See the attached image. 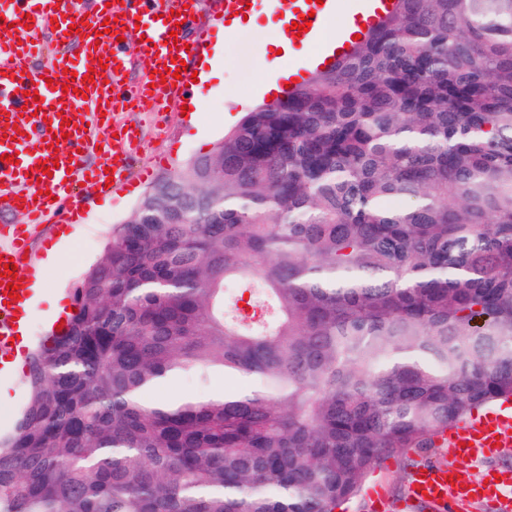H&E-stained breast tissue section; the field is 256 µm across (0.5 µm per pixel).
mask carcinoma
<instances>
[{"mask_svg": "<svg viewBox=\"0 0 512 512\" xmlns=\"http://www.w3.org/2000/svg\"><path fill=\"white\" fill-rule=\"evenodd\" d=\"M161 182L28 357L0 512H336L512 399V0H399ZM213 373L256 385L144 399Z\"/></svg>", "mask_w": 512, "mask_h": 512, "instance_id": "obj_1", "label": "carcinoma"}]
</instances>
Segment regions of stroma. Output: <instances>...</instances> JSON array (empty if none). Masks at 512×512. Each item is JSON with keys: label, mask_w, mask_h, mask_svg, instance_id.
<instances>
[{"label": "stroma", "mask_w": 512, "mask_h": 512, "mask_svg": "<svg viewBox=\"0 0 512 512\" xmlns=\"http://www.w3.org/2000/svg\"><path fill=\"white\" fill-rule=\"evenodd\" d=\"M257 22V29L226 39L224 79L203 84L196 93L199 107L196 123H189L182 117L181 106L177 103L160 119L150 112L111 115L110 122L115 126H138L144 148L134 156L125 185L111 192L108 201H100L94 188L86 187L84 194L88 205L70 258L59 265L46 266V252L58 242L62 227L39 224L33 229L31 250L36 265L43 268L44 288L37 299V316L29 329L32 343H39L55 332L59 298H72L78 283L109 243L113 226L126 221L149 187L192 158L209 153L242 112L263 100L264 93L255 88L254 82L264 56L266 19L261 16Z\"/></svg>", "instance_id": "stroma-1"}]
</instances>
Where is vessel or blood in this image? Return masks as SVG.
I'll list each match as a JSON object with an SVG mask.
<instances>
[{
	"mask_svg": "<svg viewBox=\"0 0 512 512\" xmlns=\"http://www.w3.org/2000/svg\"><path fill=\"white\" fill-rule=\"evenodd\" d=\"M196 0H112L104 16L83 18L76 0H0V196H7L11 208L19 209L25 221L0 226V267L14 263L26 267L28 227L48 218L70 224L86 205L79 190L86 182L97 190L118 188L126 179L127 160L139 150L141 134L136 128L112 134L106 113L117 110L164 112L170 103L184 99L191 71L174 77L178 61L191 60L207 52L209 29L187 33L169 16L180 12L191 20ZM266 13L276 18L300 21L310 17L301 42L317 41L329 19L335 0H263ZM394 8L392 0H358V10L345 28L321 50L305 55L289 69L287 81L298 85L310 73L326 69L352 46L353 37L366 33ZM110 24H103V17ZM58 26L51 40L42 30L50 21ZM83 35L81 53L68 47L70 27ZM177 36L170 44L169 36ZM54 44L50 65L37 72L29 62L44 55ZM139 46L150 59L143 82L121 90L118 61L129 46ZM106 63L111 80L99 73ZM106 71V72H107ZM75 89L63 93L64 84ZM101 151L103 163L88 165L87 153ZM56 162L52 176H44L40 163ZM18 292L27 296L26 285ZM20 301L0 303V360L16 357L11 344L18 334L23 315ZM449 454L459 462L471 463L495 455L497 448L512 447V407L473 414L448 428L439 438ZM454 468L426 464L412 476L408 488L411 501L426 504L429 512H465L476 503L494 512H512V472H486L476 480L455 478Z\"/></svg>",
	"mask_w": 512,
	"mask_h": 512,
	"instance_id": "1",
	"label": "vessel or blood"
}]
</instances>
